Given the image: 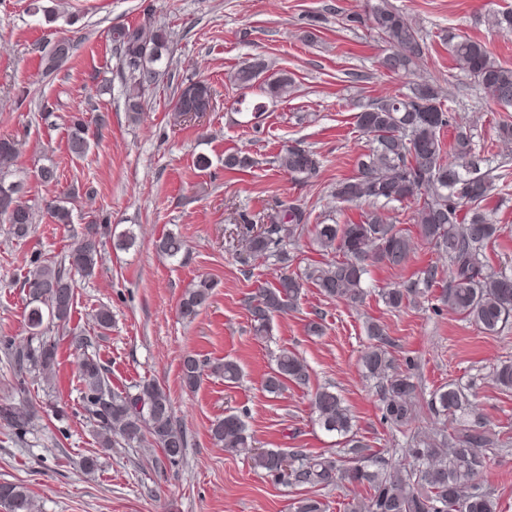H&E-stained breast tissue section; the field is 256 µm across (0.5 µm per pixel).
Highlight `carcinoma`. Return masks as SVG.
<instances>
[{
	"mask_svg": "<svg viewBox=\"0 0 512 512\" xmlns=\"http://www.w3.org/2000/svg\"><path fill=\"white\" fill-rule=\"evenodd\" d=\"M358 26L370 23L388 47L380 59V68L388 75L412 72L422 54L417 23L389 0L366 3L365 15L352 16ZM485 23L505 34L512 33V11H493ZM112 42L120 58L118 77L123 87L128 119L137 123L147 108L148 96L159 65L168 58L169 34L152 23L118 27L112 30ZM448 46L456 69L469 76L494 102L512 104V67L500 63L487 46L469 36H450ZM71 39H56L42 56L43 73L60 70L73 56ZM232 82L244 91L239 105L245 111L263 112L266 102H282L294 92L293 79L285 73L270 71L262 59L241 65ZM256 89L266 102L247 100V92ZM442 87L434 79L413 85L409 95H388L365 105L357 113V127L369 137L368 152L356 161L355 173L336 181L331 197L338 203L364 205L360 220L347 224H317L313 239L321 249L335 257L313 265L301 275L289 271L292 256L286 244L305 231L308 217L302 207L280 202L272 223L253 233L243 226L241 238L246 259H272L280 274L269 286L257 290L248 302L255 338L268 341L272 317L297 306L305 282L312 283L330 299L357 302L364 295L363 276L372 263L400 267L420 240L433 245L448 258L452 277L442 289L440 301L482 332L501 333L512 325V274L493 272L484 261V250L497 239L501 227L494 223L482 203L495 190V181L505 180L504 172L491 177L480 172L473 147L470 125L455 123V135L448 152H443L441 130L452 124V109L445 108ZM209 84L197 81L180 88L174 112L183 117L203 112L211 105ZM91 146L90 129L76 117L68 138V150L82 158ZM19 158L17 144L0 138V192L16 190L6 178L15 171ZM279 170L291 178L306 182L316 178L322 168L320 156L303 142L296 141L276 156ZM412 202L413 224L417 236L391 222L382 208L390 203ZM47 212L56 224L72 223L68 201L54 199ZM35 210L23 201L0 204V223L8 225L12 237L23 239L36 223ZM109 232L106 224L87 225L85 232L65 259L58 262L39 253L31 255L22 288L29 298L27 326L31 340L22 348L4 344L5 354L19 374L28 371L48 384L57 364V345L43 339L49 325L65 326L75 299L72 273L95 275L101 256V236ZM156 249L171 258L184 251L180 236L167 233L156 240ZM438 267L430 265L415 282L382 290L380 299L391 309L416 304L427 296L437 281ZM210 284L199 281L186 290L180 302L183 319L192 321L209 298ZM369 344L361 356L367 378L378 388L384 418L407 428L421 413V389L408 369H401L390 352L391 339L386 326L371 320L366 324ZM81 353L79 380L81 401L95 427L99 445L147 442L161 450L171 465L181 462L188 441L174 420L168 393L154 382H144L136 392L116 391L108 369L89 353L92 340L72 338ZM229 383L239 380V367L230 360L212 364L195 354L184 356L181 364L183 384L195 388L205 369ZM310 380L307 363L286 349L273 356V365L265 374L263 389L278 395L288 384L305 386ZM493 380L503 391H512V361H503L493 372ZM426 407L430 414L455 423L452 431L432 434L413 432L405 448H394L387 455L369 457L368 445L358 437L352 413L331 387L317 389L311 408L318 425L342 439L341 450L328 456H307L300 451L287 453L280 448L259 449L242 417L234 412L214 420L210 438L225 452L243 455L253 468L271 476L284 477L288 483L319 491L362 487L366 496L344 504L345 512H499L492 491L476 485L487 467L488 452L494 442L480 422L460 421L471 412L469 394L450 382L429 393ZM0 420L23 437L32 426L29 410L17 405L0 407ZM0 507L5 512H36L29 490L21 484L0 483ZM294 512H326L317 495L299 499Z\"/></svg>",
	"mask_w": 512,
	"mask_h": 512,
	"instance_id": "carcinoma-1",
	"label": "carcinoma"
}]
</instances>
